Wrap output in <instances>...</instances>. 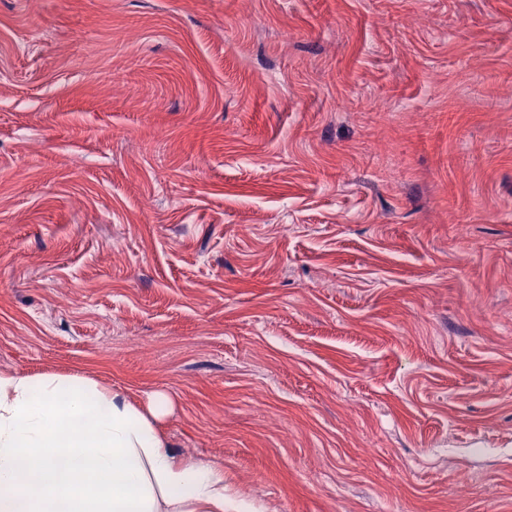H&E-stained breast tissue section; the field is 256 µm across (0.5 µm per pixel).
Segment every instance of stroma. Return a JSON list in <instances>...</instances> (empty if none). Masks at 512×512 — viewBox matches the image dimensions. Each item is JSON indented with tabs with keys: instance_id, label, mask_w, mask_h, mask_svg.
Listing matches in <instances>:
<instances>
[{
	"instance_id": "stroma-1",
	"label": "stroma",
	"mask_w": 512,
	"mask_h": 512,
	"mask_svg": "<svg viewBox=\"0 0 512 512\" xmlns=\"http://www.w3.org/2000/svg\"><path fill=\"white\" fill-rule=\"evenodd\" d=\"M3 371L232 507L512 512V0H0Z\"/></svg>"
}]
</instances>
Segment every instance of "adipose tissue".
<instances>
[{"instance_id": "obj_1", "label": "adipose tissue", "mask_w": 512, "mask_h": 512, "mask_svg": "<svg viewBox=\"0 0 512 512\" xmlns=\"http://www.w3.org/2000/svg\"><path fill=\"white\" fill-rule=\"evenodd\" d=\"M168 406L78 375L0 373V512H226L223 469L166 450Z\"/></svg>"}]
</instances>
